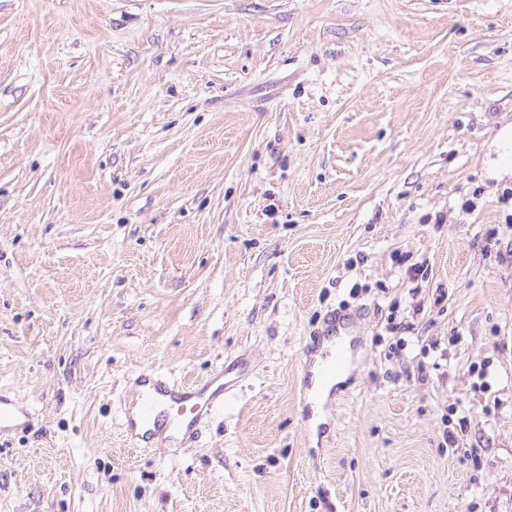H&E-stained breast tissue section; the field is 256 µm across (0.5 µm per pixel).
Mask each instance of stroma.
Wrapping results in <instances>:
<instances>
[{
  "label": "stroma",
  "instance_id": "obj_1",
  "mask_svg": "<svg viewBox=\"0 0 512 512\" xmlns=\"http://www.w3.org/2000/svg\"><path fill=\"white\" fill-rule=\"evenodd\" d=\"M511 134L512 0H0V512H512ZM349 359L344 345L340 340L322 357L318 366V376L323 387L336 379V375L348 365ZM229 387L223 384L209 393L194 391L159 374L144 373L125 417L127 435L136 444L148 443L165 429L168 438L183 441L216 407L232 400Z\"/></svg>",
  "mask_w": 512,
  "mask_h": 512
}]
</instances>
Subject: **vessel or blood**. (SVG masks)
Returning a JSON list of instances; mask_svg holds the SVG:
<instances>
[{"mask_svg":"<svg viewBox=\"0 0 512 512\" xmlns=\"http://www.w3.org/2000/svg\"><path fill=\"white\" fill-rule=\"evenodd\" d=\"M348 362L344 343H336L318 366L321 384L335 380ZM231 399V393L224 386L209 393L194 391L169 382L161 375L146 373L132 393L125 429L130 440L138 444L149 442L163 433L177 440L184 431L194 430L216 407Z\"/></svg>","mask_w":512,"mask_h":512,"instance_id":"1","label":"vessel or blood"}]
</instances>
